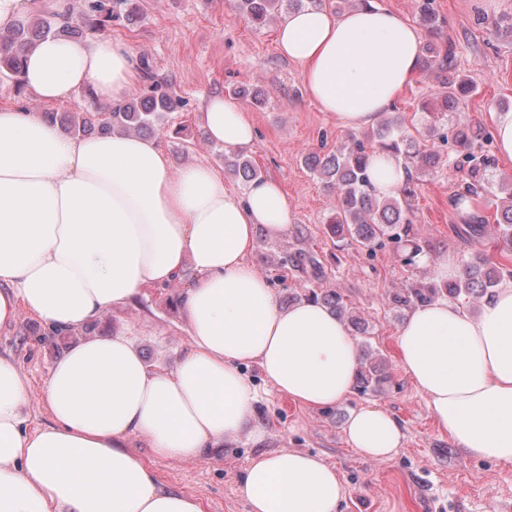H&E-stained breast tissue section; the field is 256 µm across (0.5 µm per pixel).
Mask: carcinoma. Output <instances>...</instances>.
<instances>
[{"label":"carcinoma","instance_id":"1","mask_svg":"<svg viewBox=\"0 0 512 512\" xmlns=\"http://www.w3.org/2000/svg\"><path fill=\"white\" fill-rule=\"evenodd\" d=\"M309 6L322 7L324 0H238L237 9L254 26L261 28L282 20L292 10ZM138 11L139 0H84V10L78 13L72 24L61 25L51 14L0 32V75L14 80L20 87L26 52L34 41L47 36L92 35L114 22L130 19ZM418 15L420 26L429 35L435 37L442 33L444 21L435 11L433 0H419ZM454 53L455 46L450 41L444 44L429 41L424 45L419 69L439 72L446 92L440 94L438 107L425 102L422 111L454 112L460 100L473 93L474 85L458 76L452 67ZM139 67L144 81L148 82L142 95L109 108L102 119L98 118V112L81 108L69 116L64 127L77 135L85 134L95 126L104 133L118 131L136 135L163 128L167 114L180 107V100L173 97L156 78L148 57L139 58ZM233 94L255 108L265 104L263 94L258 90L240 87ZM436 140L450 144L448 162L463 173L466 180L464 191L451 197V206L457 211L467 210L473 206V197L481 192L490 194L488 172L494 164V155L489 145L493 143L494 136L480 125L450 123L444 130L433 122L425 137L420 138L405 126L401 116L392 114L369 136L362 138L351 134L334 151L304 155L307 169L323 181L328 191L336 194V209L329 221L331 234L356 244L370 257L390 243L406 266L416 265L421 254H431L430 241L419 235L415 224V174H432L440 166L442 154L434 146L427 145V142ZM379 150L391 153L410 171L406 183L393 197H378L369 181L371 159ZM224 164L245 183L261 177L260 169L242 153L224 156ZM461 219L459 237L469 240L473 249L458 259L460 275L441 282L415 280L397 288L387 296L392 308L400 312L409 311L442 298L480 301L491 295L504 275H512L511 268L494 261L480 248L488 227L486 217L472 212L461 215ZM494 223L497 248L503 256L511 257V200L496 206ZM280 263L312 287L319 285L327 276L320 255L307 247L288 249L281 256ZM305 299L326 304L357 334H367L365 322L354 314L340 291L330 290L321 295L312 291ZM387 380L383 361L368 352L363 353L356 374L357 392L363 395L375 393Z\"/></svg>","mask_w":512,"mask_h":512}]
</instances>
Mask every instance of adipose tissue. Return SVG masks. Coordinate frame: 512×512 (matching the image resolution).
<instances>
[{"label":"adipose tissue","instance_id":"adipose-tissue-1","mask_svg":"<svg viewBox=\"0 0 512 512\" xmlns=\"http://www.w3.org/2000/svg\"><path fill=\"white\" fill-rule=\"evenodd\" d=\"M46 10L74 20L72 0H0V30ZM323 112L344 128L376 125L419 69L422 40L373 4L335 14L305 8L277 29ZM120 39L47 37L31 46L24 90L53 102L86 94L117 105L139 80ZM207 139L244 150L254 126L221 94L197 114ZM288 200L272 179L243 193L217 168L172 171L156 139L115 132L77 137L23 107L0 109V330L28 313L77 332L144 288L181 282L190 343L153 370L125 335L72 342L41 397L52 421L29 428L32 390L0 355V512H202L194 496L162 487L130 449L145 438L160 460H204L257 436L256 391L242 364L259 365L278 392L324 410L354 385L358 347L320 303L281 307L248 256L259 233L284 234ZM400 363L442 433L472 458L512 464V279L478 314L445 301L401 325ZM369 458L391 457L404 429L367 407L345 426ZM247 512H339L335 467L298 450L254 457L237 487Z\"/></svg>","mask_w":512,"mask_h":512}]
</instances>
